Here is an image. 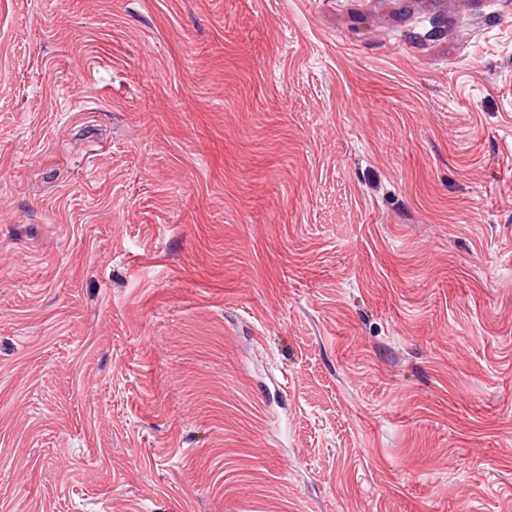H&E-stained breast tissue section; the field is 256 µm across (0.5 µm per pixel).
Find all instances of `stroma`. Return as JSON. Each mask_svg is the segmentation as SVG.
I'll list each match as a JSON object with an SVG mask.
<instances>
[{"mask_svg":"<svg viewBox=\"0 0 512 512\" xmlns=\"http://www.w3.org/2000/svg\"><path fill=\"white\" fill-rule=\"evenodd\" d=\"M0 512H512V0H0Z\"/></svg>","mask_w":512,"mask_h":512,"instance_id":"obj_1","label":"stroma"}]
</instances>
